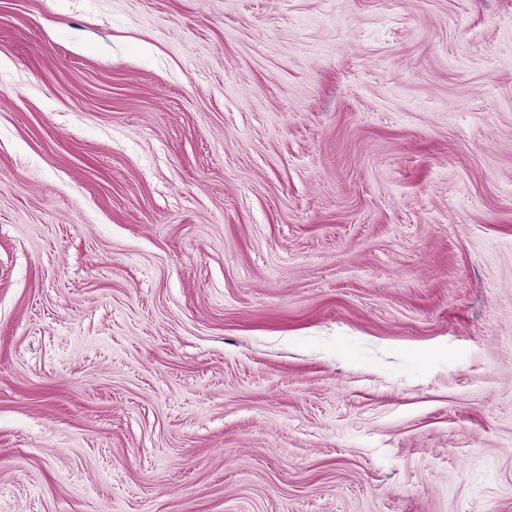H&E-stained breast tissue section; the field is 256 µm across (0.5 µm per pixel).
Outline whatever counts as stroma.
Listing matches in <instances>:
<instances>
[{
	"label": "stroma",
	"instance_id": "obj_1",
	"mask_svg": "<svg viewBox=\"0 0 512 512\" xmlns=\"http://www.w3.org/2000/svg\"><path fill=\"white\" fill-rule=\"evenodd\" d=\"M0 512H512V0H0Z\"/></svg>",
	"mask_w": 512,
	"mask_h": 512
}]
</instances>
